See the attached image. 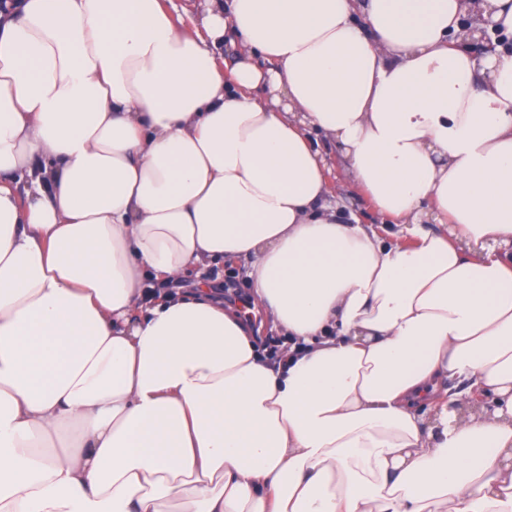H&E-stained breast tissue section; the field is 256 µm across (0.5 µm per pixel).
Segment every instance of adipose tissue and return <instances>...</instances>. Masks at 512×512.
I'll list each match as a JSON object with an SVG mask.
<instances>
[{
  "instance_id": "obj_1",
  "label": "adipose tissue",
  "mask_w": 512,
  "mask_h": 512,
  "mask_svg": "<svg viewBox=\"0 0 512 512\" xmlns=\"http://www.w3.org/2000/svg\"><path fill=\"white\" fill-rule=\"evenodd\" d=\"M485 7L481 60L468 0L0 12V512H512V0ZM313 131L407 242L341 211ZM228 260L275 354L204 280ZM481 25V26H479ZM459 46L469 47L474 54L484 55L492 51L493 44L490 30L494 27L490 18H484L479 10L468 13L466 19L460 25ZM478 36L476 37V35Z\"/></svg>"
}]
</instances>
